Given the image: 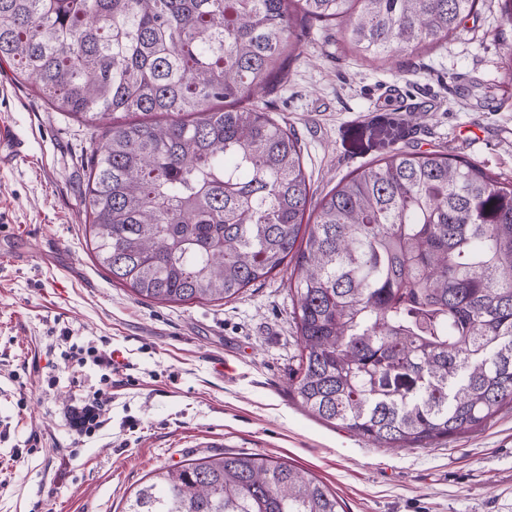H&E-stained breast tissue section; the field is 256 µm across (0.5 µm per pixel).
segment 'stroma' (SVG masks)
<instances>
[{"mask_svg":"<svg viewBox=\"0 0 512 512\" xmlns=\"http://www.w3.org/2000/svg\"><path fill=\"white\" fill-rule=\"evenodd\" d=\"M286 79L256 101L294 127L316 195L395 151H438L512 175V23L480 0L432 49L373 60L343 26L303 20ZM0 120L24 152L0 166V512H125L159 468L258 453L304 468L343 512H512V409L429 448H374L305 411L288 270L237 298L159 304L113 283L82 200L105 124L50 108L0 65ZM120 348L125 386L81 438L71 406L101 371L69 344Z\"/></svg>","mask_w":512,"mask_h":512,"instance_id":"1","label":"stroma"}]
</instances>
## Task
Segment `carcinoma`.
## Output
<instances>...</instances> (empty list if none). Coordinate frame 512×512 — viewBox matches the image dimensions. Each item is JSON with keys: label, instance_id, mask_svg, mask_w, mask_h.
Masks as SVG:
<instances>
[{"label": "carcinoma", "instance_id": "obj_1", "mask_svg": "<svg viewBox=\"0 0 512 512\" xmlns=\"http://www.w3.org/2000/svg\"><path fill=\"white\" fill-rule=\"evenodd\" d=\"M477 4L0 0V63L58 110L111 120L83 206L113 282L211 303L290 265L292 397L375 448H424L512 407V177L397 151L314 204L295 130L234 104L285 78L297 14L385 59L450 39ZM160 479L126 512L340 509L308 471L259 454L189 459Z\"/></svg>", "mask_w": 512, "mask_h": 512}]
</instances>
